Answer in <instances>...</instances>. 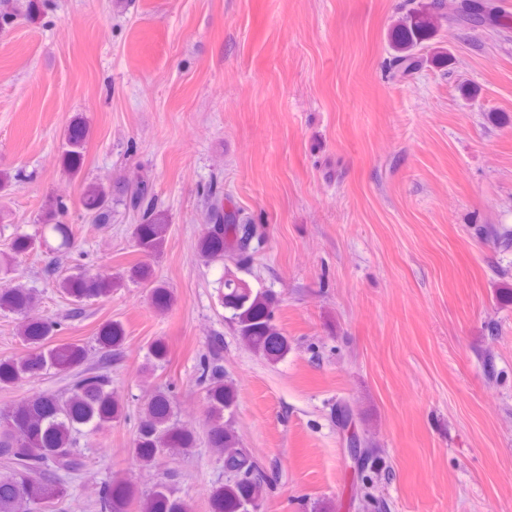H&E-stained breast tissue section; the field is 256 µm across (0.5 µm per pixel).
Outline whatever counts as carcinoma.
<instances>
[{"instance_id": "obj_1", "label": "carcinoma", "mask_w": 512, "mask_h": 512, "mask_svg": "<svg viewBox=\"0 0 512 512\" xmlns=\"http://www.w3.org/2000/svg\"><path fill=\"white\" fill-rule=\"evenodd\" d=\"M45 8V0H0V28L10 26L20 14L35 23ZM497 12L493 0H465L455 20L474 26L493 20ZM419 36L420 29L410 24L396 29L395 38L404 54L393 58V77L402 79L418 69L419 58L412 48ZM89 135V128L79 117L64 132L63 161L74 175L83 169ZM202 202L204 227L197 243L199 255L207 262L228 260L240 268L248 267L264 248L263 232L213 186L203 191ZM114 203L134 214L132 235L136 247L148 255L161 254L168 214L157 204L153 183L133 172L114 185L91 181L83 186L79 205L93 223L110 221ZM67 212L68 205L54 199L46 205L34 233L13 239L11 255L0 259V312L22 314L34 305L32 290L12 284L13 256L42 247L67 252L73 240L72 229L62 221ZM126 279L148 290L155 311L162 313L171 306L172 291L155 277L151 265L143 262L117 276L85 272L62 275L58 287L74 304L82 306L89 300L110 297ZM223 288L226 319L245 345L270 362L284 359L291 345L273 323L276 298L272 291L253 288L234 274L224 276ZM59 326L54 320L24 324L20 335L31 352L25 357L0 360L1 387L49 372L73 373L72 383L62 394L47 392L0 409V457L7 460L0 470V512H55L67 495V479L86 465L76 450L77 436L90 435L126 417L125 402L112 391L108 374L87 366L91 347L54 342ZM125 338L124 326L109 322L94 338L96 351H116ZM167 362V345L157 338L147 347L142 372L151 373ZM198 385L205 405L203 432L182 422L169 391L158 389L140 409L129 454L140 467L155 469L167 458L191 455L203 433L206 443L223 459L227 473L224 484L209 493L211 512H260L274 480L244 448L234 426L237 388L225 374L220 347H213L212 355L200 363ZM355 500L363 512H374L379 507L374 478L362 481ZM95 505L97 512H188V504L176 486L158 483L142 490L119 477L103 485Z\"/></svg>"}]
</instances>
